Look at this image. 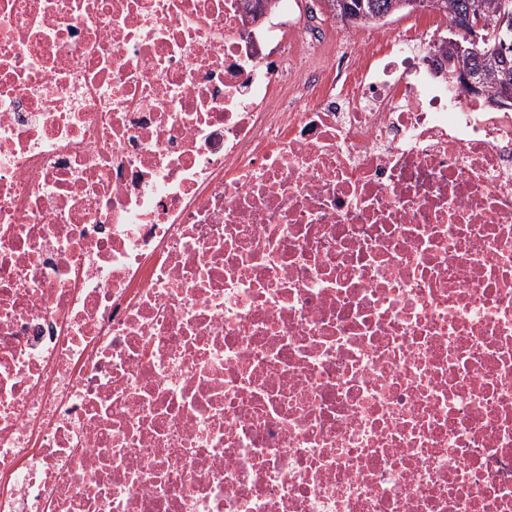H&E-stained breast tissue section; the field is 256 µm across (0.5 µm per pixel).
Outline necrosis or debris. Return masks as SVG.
Returning <instances> with one entry per match:
<instances>
[{
  "instance_id": "4bbe7bcc",
  "label": "necrosis or debris",
  "mask_w": 512,
  "mask_h": 512,
  "mask_svg": "<svg viewBox=\"0 0 512 512\" xmlns=\"http://www.w3.org/2000/svg\"><path fill=\"white\" fill-rule=\"evenodd\" d=\"M297 0H0V512H512V113Z\"/></svg>"
}]
</instances>
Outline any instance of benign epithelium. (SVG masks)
I'll return each instance as SVG.
<instances>
[{"label": "benign epithelium", "instance_id": "benign-epithelium-1", "mask_svg": "<svg viewBox=\"0 0 512 512\" xmlns=\"http://www.w3.org/2000/svg\"><path fill=\"white\" fill-rule=\"evenodd\" d=\"M330 13L345 26L358 21L349 0H333ZM448 27L452 31L467 28L472 33L468 45L459 46L462 53L485 50L503 57L512 54V9L506 2L497 12L489 14L484 11L482 2L475 0L468 14L462 19L448 21Z\"/></svg>", "mask_w": 512, "mask_h": 512}]
</instances>
